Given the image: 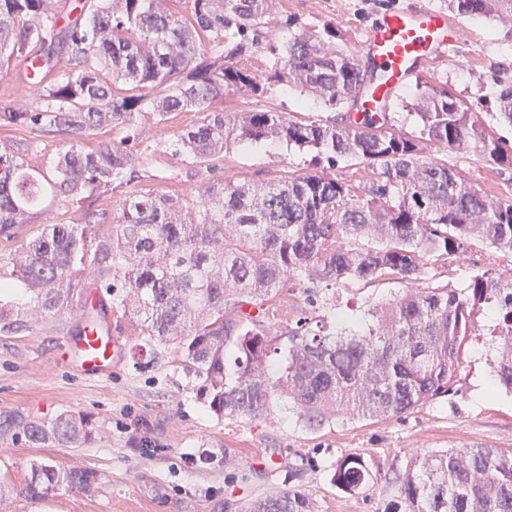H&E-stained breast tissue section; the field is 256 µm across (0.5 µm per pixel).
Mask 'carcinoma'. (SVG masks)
Instances as JSON below:
<instances>
[{
    "label": "carcinoma",
    "mask_w": 512,
    "mask_h": 512,
    "mask_svg": "<svg viewBox=\"0 0 512 512\" xmlns=\"http://www.w3.org/2000/svg\"><path fill=\"white\" fill-rule=\"evenodd\" d=\"M167 2L81 0L77 17L62 26L63 0H0V55L27 58L54 44L70 50L41 106L0 109L1 125L69 136L45 167L0 144L1 238L15 237L51 206L131 183L140 120L160 123L171 112L202 114L168 144L191 165L215 170L231 140H277L313 152L315 167L359 159L374 178L353 185L317 172L266 184L219 177L198 203L131 189L106 235L90 221L47 224L17 254L0 257V334L29 330L35 313L91 321L87 289L102 288L116 308L133 311L144 342L174 345L214 414L258 418L281 404L302 427L318 430L400 416L448 393L487 309L486 335L498 353L494 385L512 392V281L486 269L462 288L428 283L430 266L465 255L474 238L512 253V200L490 198L425 154L439 145L511 170L512 144L438 79L418 80V98L405 104L411 133L384 112L357 117L351 109L381 78L379 69L336 48L332 27L303 28L278 44L266 26L271 0H188L185 13ZM448 8L466 19L512 20V0H448ZM267 51L275 56L270 69L239 65ZM279 85L313 92L328 110H348L344 123L275 110L232 118L219 107L230 91L262 97ZM497 102V119L512 127V83L500 85ZM104 127L124 136L101 138L89 150L79 144ZM290 278L327 288L386 278L408 287L370 305L353 326L337 315L344 327L336 334L299 321L284 344L265 324V304ZM22 433L72 447L90 436L88 420L71 413L29 421ZM29 471L38 499L94 481L85 469L42 462ZM369 478L359 455L342 458L333 475L349 494ZM315 509L303 492L287 489L244 512ZM387 512H512V459L493 448L431 451L398 477Z\"/></svg>",
    "instance_id": "obj_1"
}]
</instances>
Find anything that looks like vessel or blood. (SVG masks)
Here are the masks:
<instances>
[{"label":"vessel or blood","instance_id":"obj_1","mask_svg":"<svg viewBox=\"0 0 512 512\" xmlns=\"http://www.w3.org/2000/svg\"><path fill=\"white\" fill-rule=\"evenodd\" d=\"M458 26V20L444 9L408 6L377 17L364 30L360 44L378 64L383 78L371 86L362 111H381L425 67L444 60L456 47ZM120 350L118 338L104 325L83 331L77 340L63 339L60 345L61 354L74 356L88 375L110 370L118 363Z\"/></svg>","mask_w":512,"mask_h":512}]
</instances>
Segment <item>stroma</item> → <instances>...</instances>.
Wrapping results in <instances>:
<instances>
[{
	"label": "stroma",
	"instance_id": "obj_1",
	"mask_svg": "<svg viewBox=\"0 0 512 512\" xmlns=\"http://www.w3.org/2000/svg\"><path fill=\"white\" fill-rule=\"evenodd\" d=\"M416 3L444 8L448 0H272L270 19L277 25L291 17L315 31L335 27L338 48L357 55L359 32L380 12ZM424 76L449 81L460 99L487 123H495L496 82H512V24L461 20L456 50ZM40 104L39 89L26 80L19 60L0 68V107ZM224 108L235 115L273 109L310 112L325 120L341 117L323 109L313 94L283 85L262 98L230 96ZM199 119V113L183 111L170 113L159 124L144 120L147 151L136 168L133 188L196 202L217 175L265 184L309 170V153L281 142L228 144L213 172L184 165L167 145ZM66 140L63 134L0 126V143L33 146L37 164L53 158ZM429 154L489 197L512 200L511 170L435 145ZM123 197V189L108 191L96 195L92 206H71L51 219L82 224L92 209L97 233H106ZM487 268L512 280V254L489 251L475 240L464 258L432 265L430 283L457 287ZM401 288V283L385 280L332 293L291 279L271 302L266 321L277 335L287 334L303 318L331 329L336 325L334 310L358 318L371 303ZM490 321V312L479 316L480 333L470 338L448 395L399 417L319 430L302 428L279 405L259 418L218 417L173 345L142 346L136 322L117 309L112 332L124 343L123 361L99 377L86 376L75 362L57 357L62 338L78 333L76 314L39 320L18 335L0 334V482L9 489L0 512H240L258 495L289 488L305 493L317 512H386L397 495V475L428 451L481 445L512 455V394L491 385L494 355L485 336ZM62 412L84 415L91 423L92 434L79 447L34 444L20 437L25 422L49 420ZM348 454L362 456L372 477L356 494L341 492L333 481L337 461ZM272 459L278 470H270ZM33 460L92 471L94 482L87 489H63L33 501L26 494Z\"/></svg>",
	"mask_w": 512,
	"mask_h": 512
}]
</instances>
